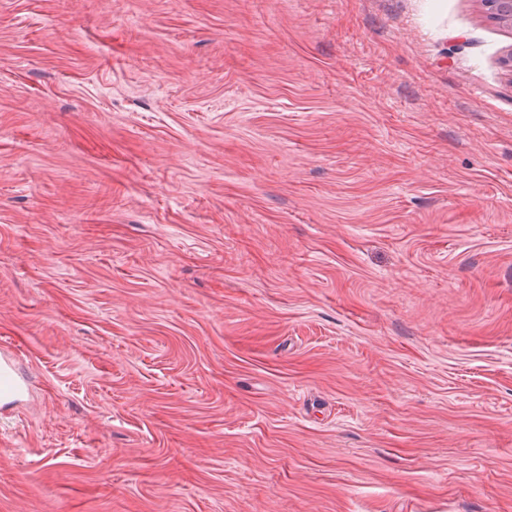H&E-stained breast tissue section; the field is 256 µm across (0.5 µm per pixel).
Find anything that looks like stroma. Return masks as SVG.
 <instances>
[{"label": "stroma", "mask_w": 512, "mask_h": 512, "mask_svg": "<svg viewBox=\"0 0 512 512\" xmlns=\"http://www.w3.org/2000/svg\"><path fill=\"white\" fill-rule=\"evenodd\" d=\"M511 48L483 0H0V512H512ZM28 390L27 381L20 376L11 361L0 362V402L12 403Z\"/></svg>", "instance_id": "35a3bbf8"}]
</instances>
